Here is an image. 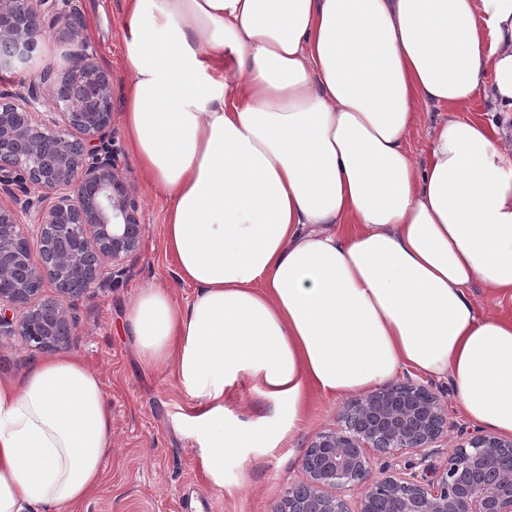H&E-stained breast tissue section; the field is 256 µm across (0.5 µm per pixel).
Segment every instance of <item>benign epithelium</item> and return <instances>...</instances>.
<instances>
[{"label":"benign epithelium","mask_w":512,"mask_h":512,"mask_svg":"<svg viewBox=\"0 0 512 512\" xmlns=\"http://www.w3.org/2000/svg\"><path fill=\"white\" fill-rule=\"evenodd\" d=\"M67 0H0V70L20 73ZM0 90V335L53 352L73 345L65 303L125 274L145 225L112 150V92L85 42ZM50 96L54 108L37 106ZM40 260L34 261L33 251ZM58 297H41L45 283ZM339 431L317 434L275 512H348L342 494L363 487L360 512H512V438L477 434L438 467L425 450L448 428L438 396L410 380L350 403ZM420 455L404 472L369 480V451ZM422 468H417V465Z\"/></svg>","instance_id":"obj_1"}]
</instances>
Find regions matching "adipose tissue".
<instances>
[{
	"label": "adipose tissue",
	"mask_w": 512,
	"mask_h": 512,
	"mask_svg": "<svg viewBox=\"0 0 512 512\" xmlns=\"http://www.w3.org/2000/svg\"><path fill=\"white\" fill-rule=\"evenodd\" d=\"M123 125L170 199L165 250L195 290L141 289L123 328L194 405L203 466L274 448L312 391L403 370L451 380L470 425L512 435V0H125ZM433 121L425 161L409 137ZM271 408H224L241 378ZM112 450L99 378L74 354L0 382V512H65ZM490 110L491 106L489 101H484L483 98L478 95L471 106L459 112V115L463 118H476L484 121H494L497 125H512V118L510 116H506L501 112H490Z\"/></svg>",
	"instance_id": "obj_1"
}]
</instances>
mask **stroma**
Masks as SVG:
<instances>
[{
	"mask_svg": "<svg viewBox=\"0 0 512 512\" xmlns=\"http://www.w3.org/2000/svg\"><path fill=\"white\" fill-rule=\"evenodd\" d=\"M124 0H69L67 15L47 19L46 36L29 62V75L54 67L63 73V53L71 40L88 42L112 79V140L130 193L141 203L143 242L127 263V272L109 288H94L76 301L77 340L73 347L98 375L112 409V452L98 488L67 512H273L288 484L299 478L301 459L314 436L341 426L345 401L313 395L297 429L274 448L245 447L224 458V486L216 488L199 458L187 414L192 398L177 384L171 367L145 365L123 331L130 298L155 284L189 301L194 290L174 275L163 244L169 198L145 185L123 130L124 66L121 16ZM19 337L0 336V380L21 377L39 360ZM414 381L432 386L448 415V432L434 444L435 464H443L475 429L461 415L450 381L413 373ZM230 415L247 420L269 407L254 381L245 378L224 398Z\"/></svg>",
	"mask_w": 512,
	"mask_h": 512,
	"instance_id": "35a3bbf8",
	"label": "stroma"
}]
</instances>
